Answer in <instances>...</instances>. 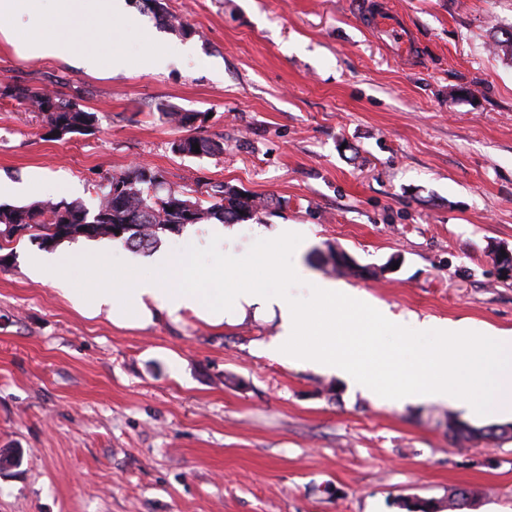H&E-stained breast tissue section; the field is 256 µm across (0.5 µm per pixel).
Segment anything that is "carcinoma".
<instances>
[{"label":"carcinoma","mask_w":512,"mask_h":512,"mask_svg":"<svg viewBox=\"0 0 512 512\" xmlns=\"http://www.w3.org/2000/svg\"><path fill=\"white\" fill-rule=\"evenodd\" d=\"M0 98L39 112L47 132L81 125L91 113L72 109V99L44 87L28 84L0 83ZM161 117L178 129L189 132L188 138L199 145L200 152L189 148V156L204 157L224 153L223 139L192 134L190 112L174 106L162 109ZM139 176L128 179V172L107 181L95 210L80 201H38L26 206L0 205V240L6 243L16 235V227L36 231L44 247L65 240L107 238L121 240L132 249H145L159 240V234L178 232L185 227L176 209L189 211L192 223L215 220L219 224H239L257 217L279 204L273 196L251 195L244 200L229 183L200 181L192 190L176 189L166 179L156 180L160 172L149 166L138 168ZM123 184V195L112 194V185ZM448 436L453 442L512 440V424L472 427L457 421L448 422ZM406 512H441L432 499L401 503Z\"/></svg>","instance_id":"cac0c4a2"}]
</instances>
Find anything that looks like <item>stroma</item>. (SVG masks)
I'll return each mask as SVG.
<instances>
[{
  "label": "stroma",
  "instance_id": "1",
  "mask_svg": "<svg viewBox=\"0 0 512 512\" xmlns=\"http://www.w3.org/2000/svg\"><path fill=\"white\" fill-rule=\"evenodd\" d=\"M185 31L136 0L141 25L112 40L128 72L31 58L0 37V80L45 86L99 118L92 136L46 138L38 113L0 98V180L54 184L51 201L95 208L106 177L136 162L176 188L226 181L281 197L268 229L302 225L300 260L248 251L224 285L285 291L318 277L357 293L344 342L379 386H403L414 351L371 304L422 321L512 330V57L493 49L512 0H166ZM411 33L399 56L366 15ZM167 72L145 69L155 50ZM208 113L220 155H177L165 106ZM27 235L0 247V512H402L407 498L512 512V441L453 444V405L385 406L346 379L267 353L277 324L215 327L159 317L145 328L86 318L25 271ZM398 261L358 278L328 261Z\"/></svg>",
  "mask_w": 512,
  "mask_h": 512
}]
</instances>
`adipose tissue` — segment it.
<instances>
[{"label": "adipose tissue", "instance_id": "obj_1", "mask_svg": "<svg viewBox=\"0 0 512 512\" xmlns=\"http://www.w3.org/2000/svg\"><path fill=\"white\" fill-rule=\"evenodd\" d=\"M45 8V0H0V35L11 37L16 30L38 21L41 30L32 32L24 44L29 56L69 60L88 72H125L127 57L121 48L111 47L104 54L98 42L112 24L131 22L127 0H56L51 16L46 15ZM113 250L111 242L96 241L77 251L41 252L30 257L28 271L39 279L51 278L62 298L82 316L103 315L117 326L143 328L162 315L175 322L192 316L220 326L241 321L253 307H261L278 320L271 354L342 374L363 389L375 388L374 379L357 371L352 357L336 344L340 334L336 299L343 291L335 282L312 279L307 287L288 294L265 288H236L227 294L219 287L224 280L223 266H216L205 273L212 288L203 291L187 287L177 278V269L185 264L184 256L161 249L147 259L151 274L133 282L118 283L103 277L93 287H73L75 265L106 269ZM372 315L396 335L433 339L432 344L418 350L411 386L381 391L382 400L467 402L484 414L512 415V330L477 335L452 323L421 322L411 315H397L384 306L373 307ZM451 345L465 356V368L448 360L445 351Z\"/></svg>", "mask_w": 512, "mask_h": 512}]
</instances>
